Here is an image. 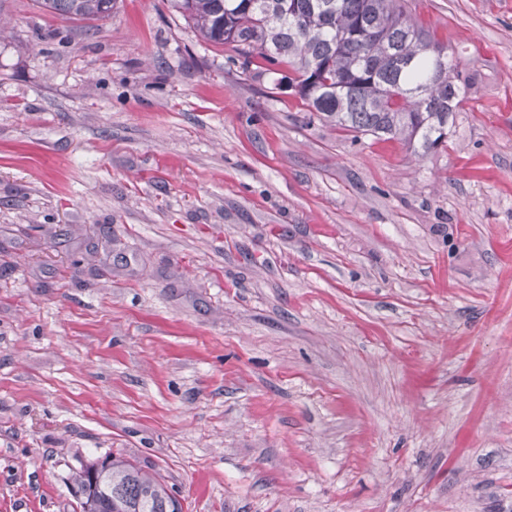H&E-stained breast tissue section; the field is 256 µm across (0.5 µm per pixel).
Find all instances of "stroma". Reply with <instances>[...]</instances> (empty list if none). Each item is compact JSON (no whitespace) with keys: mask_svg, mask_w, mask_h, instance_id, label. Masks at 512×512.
<instances>
[{"mask_svg":"<svg viewBox=\"0 0 512 512\" xmlns=\"http://www.w3.org/2000/svg\"><path fill=\"white\" fill-rule=\"evenodd\" d=\"M468 99L411 154L170 0H0V512L113 454L183 512H512V0H410ZM54 20L100 22L112 16L115 0H40Z\"/></svg>","mask_w":512,"mask_h":512,"instance_id":"obj_1","label":"stroma"}]
</instances>
